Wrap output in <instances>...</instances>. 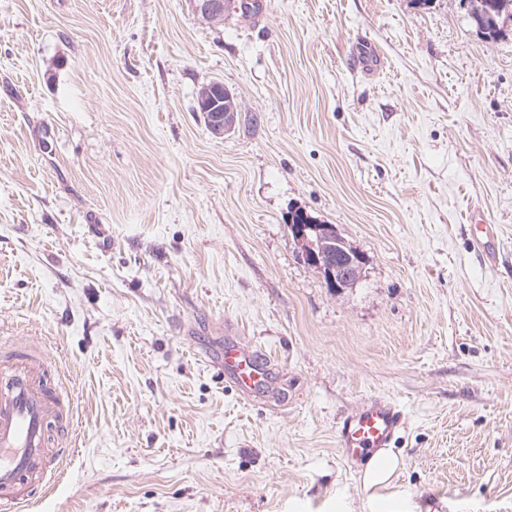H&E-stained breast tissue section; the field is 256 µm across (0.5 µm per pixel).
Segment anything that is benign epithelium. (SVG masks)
<instances>
[{"instance_id":"benign-epithelium-1","label":"benign epithelium","mask_w":512,"mask_h":512,"mask_svg":"<svg viewBox=\"0 0 512 512\" xmlns=\"http://www.w3.org/2000/svg\"><path fill=\"white\" fill-rule=\"evenodd\" d=\"M237 3L239 0H196V10L204 19L218 23ZM199 98L208 101V111L214 113V120L209 124L211 133L217 138L224 136L236 122L238 108L232 94L223 84L212 83L202 89ZM288 228L305 260L321 270L331 286L346 288L360 276L364 257L350 250L332 225L290 223Z\"/></svg>"}]
</instances>
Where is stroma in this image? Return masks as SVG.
I'll return each instance as SVG.
<instances>
[{
	"label": "stroma",
	"instance_id": "obj_1",
	"mask_svg": "<svg viewBox=\"0 0 512 512\" xmlns=\"http://www.w3.org/2000/svg\"><path fill=\"white\" fill-rule=\"evenodd\" d=\"M258 2L0 0V348L52 359L78 443L28 512H370L337 427L373 395L405 413L399 512H512V24ZM299 208L364 255L353 285L304 261ZM229 333L286 402L218 376ZM196 10L210 22L218 23L224 19V13L233 11L234 3L239 0H196ZM199 98V101L207 100L210 105L202 112H214V120L209 124L211 133L217 138L223 137L235 125V112H239L232 94L223 84L212 83L202 89Z\"/></svg>",
	"mask_w": 512,
	"mask_h": 512
}]
</instances>
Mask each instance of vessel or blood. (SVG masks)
I'll use <instances>...</instances> for the list:
<instances>
[{"label":"vessel or blood","mask_w":512,"mask_h":512,"mask_svg":"<svg viewBox=\"0 0 512 512\" xmlns=\"http://www.w3.org/2000/svg\"><path fill=\"white\" fill-rule=\"evenodd\" d=\"M216 367L249 402L265 401L274 390L268 360L240 343L225 342ZM52 371V362L30 344L0 352V512H24L28 487L52 480L49 462L76 453L71 421L62 417L57 387L50 381ZM404 419L392 399L367 398L338 427L345 462L356 468L392 447Z\"/></svg>","instance_id":"vessel-or-blood-1"}]
</instances>
